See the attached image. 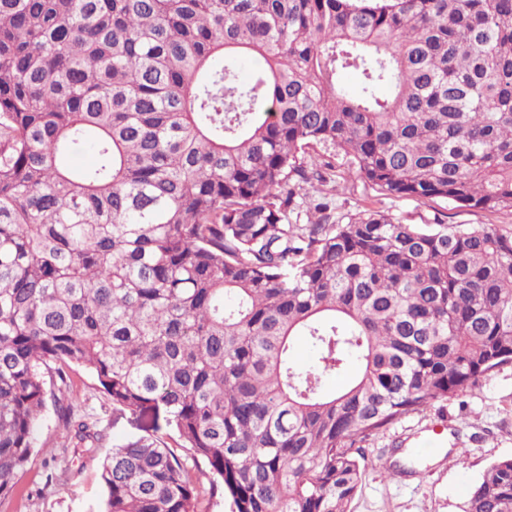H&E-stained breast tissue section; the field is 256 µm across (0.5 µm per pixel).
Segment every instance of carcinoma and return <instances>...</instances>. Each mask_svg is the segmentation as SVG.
<instances>
[{"mask_svg": "<svg viewBox=\"0 0 512 512\" xmlns=\"http://www.w3.org/2000/svg\"><path fill=\"white\" fill-rule=\"evenodd\" d=\"M339 152L382 195L512 211V0H0V502L47 386L99 448L73 365L151 419L101 512H202L205 480L230 512H350L364 442L512 365V233L335 214L301 190ZM463 512H512V456Z\"/></svg>", "mask_w": 512, "mask_h": 512, "instance_id": "carcinoma-1", "label": "carcinoma"}]
</instances>
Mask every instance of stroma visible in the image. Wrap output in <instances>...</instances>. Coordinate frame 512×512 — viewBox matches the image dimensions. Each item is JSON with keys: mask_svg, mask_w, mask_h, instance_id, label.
<instances>
[{"mask_svg": "<svg viewBox=\"0 0 512 512\" xmlns=\"http://www.w3.org/2000/svg\"><path fill=\"white\" fill-rule=\"evenodd\" d=\"M341 186L331 198L338 211L355 214L381 210L406 224H496L512 231V213L490 214L452 208L441 200L416 201L379 196L363 181L346 179L348 162L337 154ZM76 414L98 419L105 437L96 456H66L68 468L56 482L46 480L51 453H64L65 443L53 407L43 414L39 441L20 484L28 501H13L0 512H97L102 489V456L114 440L138 433L141 423L129 411L112 405L92 375L69 370ZM435 441L437 450L423 446ZM512 456V366L494 372L480 387L453 400L435 404L381 431L365 445V473L351 503L352 512H461L467 493L493 461Z\"/></svg>", "mask_w": 512, "mask_h": 512, "instance_id": "1", "label": "stroma"}]
</instances>
